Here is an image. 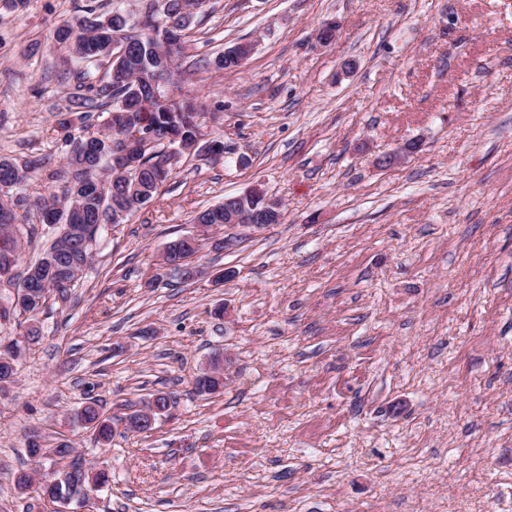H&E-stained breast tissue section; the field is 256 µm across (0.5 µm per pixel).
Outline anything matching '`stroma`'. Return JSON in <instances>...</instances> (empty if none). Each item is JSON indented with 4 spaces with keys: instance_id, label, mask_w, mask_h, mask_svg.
I'll return each mask as SVG.
<instances>
[{
    "instance_id": "stroma-1",
    "label": "stroma",
    "mask_w": 512,
    "mask_h": 512,
    "mask_svg": "<svg viewBox=\"0 0 512 512\" xmlns=\"http://www.w3.org/2000/svg\"><path fill=\"white\" fill-rule=\"evenodd\" d=\"M83 2L0 0V158L63 163L52 31ZM180 63L224 154L181 157L40 315L0 397V512L44 510L14 485L55 466L32 436L111 468L93 512H512V0H207ZM256 184L283 222L167 275L165 244ZM218 350L224 390L196 394ZM159 391L172 416L109 447L78 418ZM74 452L71 442H60L54 448H44L41 442L35 438L27 443L28 456L33 460H40L48 453L57 454L60 458H69Z\"/></svg>"
}]
</instances>
